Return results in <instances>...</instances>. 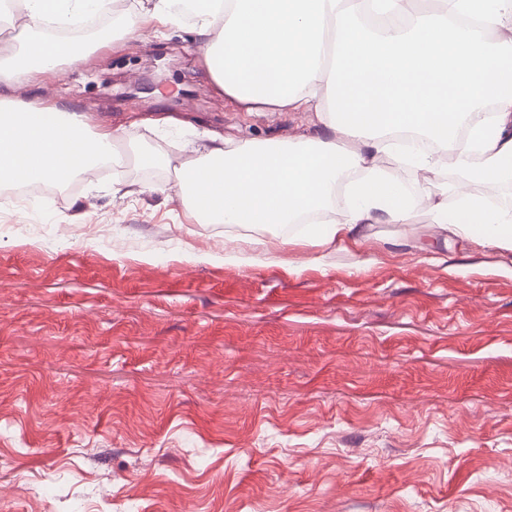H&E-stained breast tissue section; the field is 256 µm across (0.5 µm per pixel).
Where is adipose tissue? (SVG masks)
<instances>
[{"label":"adipose tissue","instance_id":"obj_1","mask_svg":"<svg viewBox=\"0 0 512 512\" xmlns=\"http://www.w3.org/2000/svg\"><path fill=\"white\" fill-rule=\"evenodd\" d=\"M22 44L0 64V85L81 63L80 40L33 33L99 13L103 0H20ZM150 17L190 19L215 87L247 111L314 113L321 131L229 144L213 134L176 170L182 202L202 224L270 232L301 216L316 244L367 240L374 222L407 224L427 210L439 234L512 253V206L474 184L512 182V0H150ZM497 31L488 40L487 31ZM412 129L435 153L399 150ZM118 133L84 113L0 94V178L63 186L110 160ZM425 178L450 169L454 202L409 191L390 167ZM348 204L335 214L337 187Z\"/></svg>","mask_w":512,"mask_h":512}]
</instances>
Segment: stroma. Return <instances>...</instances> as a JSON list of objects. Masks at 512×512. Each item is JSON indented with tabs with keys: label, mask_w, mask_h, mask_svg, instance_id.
Instances as JSON below:
<instances>
[{
	"label": "stroma",
	"mask_w": 512,
	"mask_h": 512,
	"mask_svg": "<svg viewBox=\"0 0 512 512\" xmlns=\"http://www.w3.org/2000/svg\"><path fill=\"white\" fill-rule=\"evenodd\" d=\"M136 6L13 90L134 140L47 195L0 184V512H512V254L427 246L425 214L356 248L197 223L185 143L319 123L217 93L190 21L119 39Z\"/></svg>",
	"instance_id": "1"
}]
</instances>
